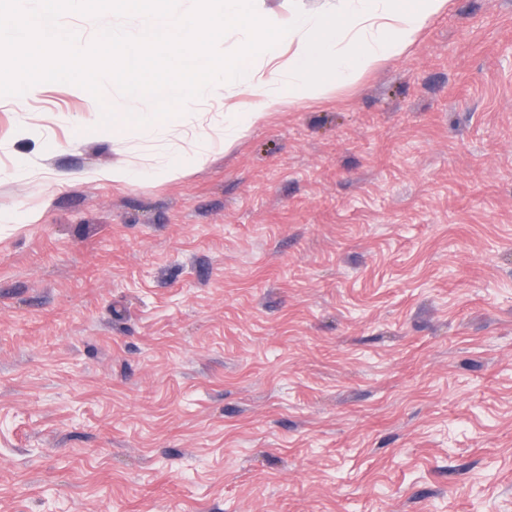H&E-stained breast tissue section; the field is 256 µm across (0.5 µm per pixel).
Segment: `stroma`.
Masks as SVG:
<instances>
[{
	"instance_id": "1",
	"label": "stroma",
	"mask_w": 512,
	"mask_h": 512,
	"mask_svg": "<svg viewBox=\"0 0 512 512\" xmlns=\"http://www.w3.org/2000/svg\"><path fill=\"white\" fill-rule=\"evenodd\" d=\"M256 105L0 98V512H512V0Z\"/></svg>"
}]
</instances>
